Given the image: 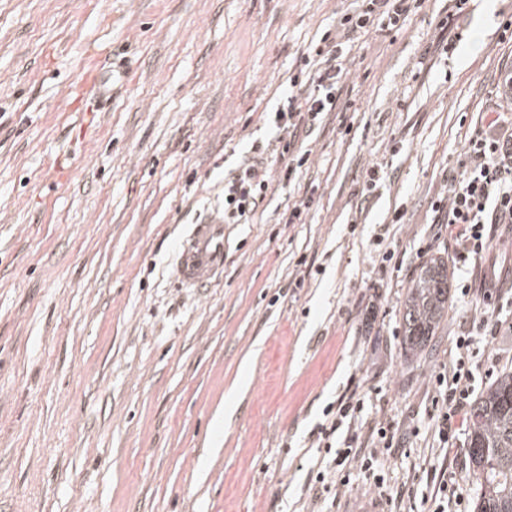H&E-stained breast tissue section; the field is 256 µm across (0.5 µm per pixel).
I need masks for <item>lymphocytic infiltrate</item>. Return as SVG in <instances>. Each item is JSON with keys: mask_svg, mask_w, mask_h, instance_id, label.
Returning a JSON list of instances; mask_svg holds the SVG:
<instances>
[{"mask_svg": "<svg viewBox=\"0 0 512 512\" xmlns=\"http://www.w3.org/2000/svg\"><path fill=\"white\" fill-rule=\"evenodd\" d=\"M344 11L335 30L327 31L310 43L297 71L290 76L287 103L278 107L273 123L279 131L274 156L263 151L242 161L224 183V219H247L264 200L273 176L292 181L310 158L304 150L301 133L312 132L323 115L335 111L339 84L348 72L347 46L372 31L402 30L411 14L425 0H356ZM280 171H272V163ZM446 191L432 204L436 223L447 226L448 239L455 245V257L467 262L485 255L494 227L512 224V71L504 78V90L485 111L479 128L469 137L463 155L445 176ZM438 436L450 443L466 427L470 398L475 392V375L464 360L452 364L447 376L436 379ZM363 409L361 400L351 396L337 399L335 407L324 412L317 439L334 457L319 480L336 475L340 466L355 465L370 470L373 454L354 448L351 437H339L345 421L355 420Z\"/></svg>", "mask_w": 512, "mask_h": 512, "instance_id": "1", "label": "lymphocytic infiltrate"}]
</instances>
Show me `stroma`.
<instances>
[{
    "instance_id": "obj_1",
    "label": "stroma",
    "mask_w": 512,
    "mask_h": 512,
    "mask_svg": "<svg viewBox=\"0 0 512 512\" xmlns=\"http://www.w3.org/2000/svg\"><path fill=\"white\" fill-rule=\"evenodd\" d=\"M353 5L0 0V512H428L438 469L472 493L434 377L459 355L481 390L512 368L494 331L512 267L454 263L431 204L512 67V0H472L444 55L424 49L451 0L363 36L306 168L226 225L211 287L176 282L179 240L223 213L251 147H274L298 59ZM111 51L128 75L102 112L74 88ZM375 163L384 185L362 194ZM310 189L305 223H283ZM432 257L449 262L448 314L407 361L402 302ZM351 393L359 444L387 425L394 443L329 493L316 427Z\"/></svg>"
}]
</instances>
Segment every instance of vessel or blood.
I'll return each mask as SVG.
<instances>
[{
	"label": "vessel or blood",
	"mask_w": 512,
	"mask_h": 512,
	"mask_svg": "<svg viewBox=\"0 0 512 512\" xmlns=\"http://www.w3.org/2000/svg\"><path fill=\"white\" fill-rule=\"evenodd\" d=\"M122 67H114L83 81L84 95L106 103L112 96L116 83L123 77ZM224 269V220L212 216L192 225L181 241L176 256V273L180 286L185 288L208 287Z\"/></svg>",
	"instance_id": "obj_1"
}]
</instances>
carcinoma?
Here are the masks:
<instances>
[{
	"label": "carcinoma",
	"mask_w": 512,
	"mask_h": 512,
	"mask_svg": "<svg viewBox=\"0 0 512 512\" xmlns=\"http://www.w3.org/2000/svg\"><path fill=\"white\" fill-rule=\"evenodd\" d=\"M448 262L425 261L402 303L400 350L412 360L448 315ZM466 453L472 465L474 512H512V371L485 389L468 413Z\"/></svg>",
	"instance_id": "1"
}]
</instances>
